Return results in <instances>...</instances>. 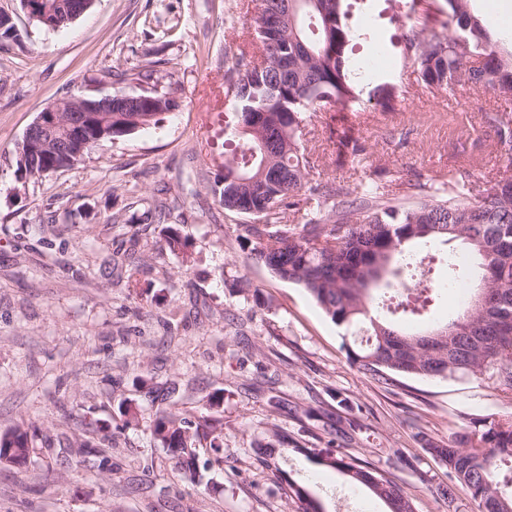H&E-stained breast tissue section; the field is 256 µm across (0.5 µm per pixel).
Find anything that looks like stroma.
Here are the masks:
<instances>
[{"label":"stroma","instance_id":"35a3bbf8","mask_svg":"<svg viewBox=\"0 0 512 512\" xmlns=\"http://www.w3.org/2000/svg\"><path fill=\"white\" fill-rule=\"evenodd\" d=\"M254 12L253 0H93L52 29L20 0H0L15 24L0 39V433L38 432L26 465L0 464V512H297L292 480L324 512H387L309 448L370 462L416 512H476L465 491L451 506L437 496L447 469L424 446L512 414L492 374L390 385L364 374L346 359L351 334L253 262L236 238L244 216L218 203L233 118L224 60L252 38ZM364 51L396 76L391 106L374 101L368 78L358 101L316 113L304 133L318 172L355 182L372 165L437 189L457 162L478 190L512 160L497 129L512 100L467 92L464 131L399 50L377 40ZM153 90L178 109L58 171L18 172L17 146L51 103ZM344 137L369 146L367 162L342 152ZM171 227L188 261L168 251ZM131 245L143 265L133 293ZM172 382L182 416L218 421L199 430L209 466L197 485L145 431L156 412L145 388ZM124 404L135 424H124ZM78 439L107 451V467Z\"/></svg>","mask_w":512,"mask_h":512}]
</instances>
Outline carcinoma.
<instances>
[{
	"mask_svg": "<svg viewBox=\"0 0 512 512\" xmlns=\"http://www.w3.org/2000/svg\"><path fill=\"white\" fill-rule=\"evenodd\" d=\"M254 18L258 40L250 41L224 78V98L235 108V122L224 128V142L234 145L224 161L220 205L259 224L237 225V238L250 255L280 279L304 288L333 323L367 333L358 347H346L348 361L385 383L393 376L478 375L492 369L498 388L512 395V325L498 320L502 301L512 303V158L508 167L470 202L467 171L448 173L443 193L427 184L407 183L401 192L380 191L382 171L350 187L315 177L303 130L316 112L356 101L362 79L355 46L380 36L349 22L346 0H302L285 12L284 0H257ZM446 31L426 24L410 26L405 54L416 64L421 87L431 93L456 88L492 89L512 97V57L504 58L476 16L472 0H444ZM155 111L179 107L176 98L149 93ZM133 132L130 127L98 136L90 133L86 151ZM272 166L267 190L255 194L251 180L262 171L266 155ZM49 163L43 153L17 156V170L38 172ZM300 215L295 224L288 211ZM460 240L479 258L486 287L469 284L468 268L447 259L448 282L465 289L467 300L456 317L415 332L388 322L383 314L387 290L396 293L393 312L423 319L434 292L414 288L422 259L407 246ZM170 253L187 259V239L173 230ZM194 422L161 408L149 424L151 437L199 482ZM0 448L15 449L12 464L27 461L33 435L22 425L0 434ZM425 451L448 467V484L439 498L453 504L456 488L466 491L477 512H512V416L483 430L440 444L426 440ZM351 480L366 485L390 512H415L411 499L392 480L359 458L340 455L326 460ZM301 512H322L310 492L293 482Z\"/></svg>",
	"mask_w": 512,
	"mask_h": 512,
	"instance_id": "cac0c4a2",
	"label": "carcinoma"
}]
</instances>
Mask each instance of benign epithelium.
<instances>
[{
  "mask_svg": "<svg viewBox=\"0 0 512 512\" xmlns=\"http://www.w3.org/2000/svg\"><path fill=\"white\" fill-rule=\"evenodd\" d=\"M28 15L34 19L59 27L75 21L93 3V0H21ZM149 97L146 95L121 96L123 106L112 108L113 98L86 100L83 98L62 99L47 106L26 132L19 145L20 151L42 148L53 151L60 143L75 157L81 156L85 142L83 130L87 127L105 128L112 121L110 111H129L128 104L139 106V111L148 110Z\"/></svg>",
  "mask_w": 512,
  "mask_h": 512,
  "instance_id": "benign-epithelium-1",
  "label": "benign epithelium"
}]
</instances>
